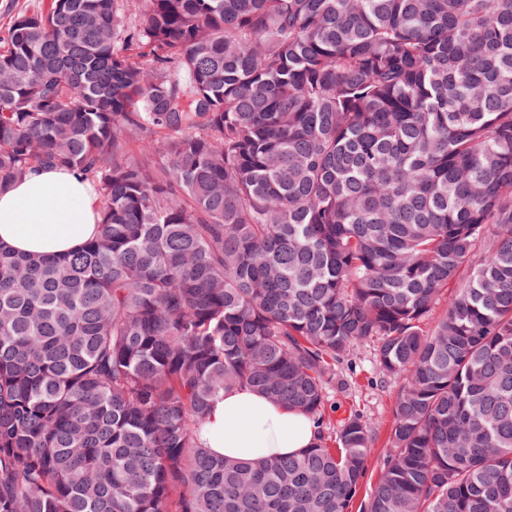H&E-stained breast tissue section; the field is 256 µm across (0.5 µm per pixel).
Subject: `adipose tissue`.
Returning <instances> with one entry per match:
<instances>
[{"instance_id":"adipose-tissue-1","label":"adipose tissue","mask_w":512,"mask_h":512,"mask_svg":"<svg viewBox=\"0 0 512 512\" xmlns=\"http://www.w3.org/2000/svg\"><path fill=\"white\" fill-rule=\"evenodd\" d=\"M99 198L65 167L39 169L0 191V247L22 254L62 256L98 232ZM308 416L248 388L225 391L211 406L198 443L244 463L294 455L311 446Z\"/></svg>"}]
</instances>
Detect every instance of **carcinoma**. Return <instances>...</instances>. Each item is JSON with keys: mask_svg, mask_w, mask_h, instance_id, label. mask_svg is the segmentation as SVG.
Masks as SVG:
<instances>
[{"mask_svg": "<svg viewBox=\"0 0 512 512\" xmlns=\"http://www.w3.org/2000/svg\"><path fill=\"white\" fill-rule=\"evenodd\" d=\"M138 2L0 38V191L101 197L73 253L0 248V512H348L370 431L323 409L371 342L401 385L362 512H512V0ZM235 388L313 446L201 447Z\"/></svg>", "mask_w": 512, "mask_h": 512, "instance_id": "obj_1", "label": "carcinoma"}]
</instances>
